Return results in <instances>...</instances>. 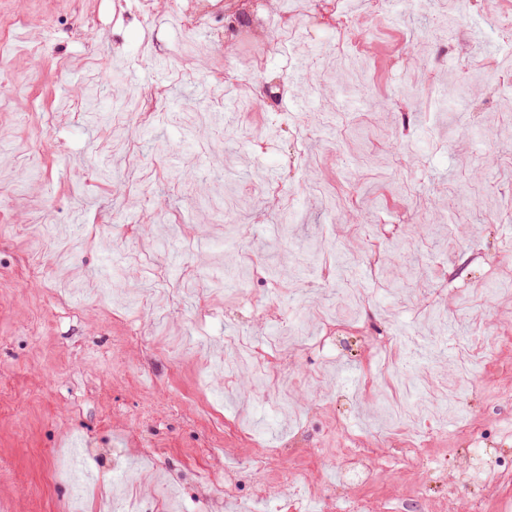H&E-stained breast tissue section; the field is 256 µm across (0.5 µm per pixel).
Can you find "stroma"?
Wrapping results in <instances>:
<instances>
[{
    "label": "stroma",
    "mask_w": 512,
    "mask_h": 512,
    "mask_svg": "<svg viewBox=\"0 0 512 512\" xmlns=\"http://www.w3.org/2000/svg\"><path fill=\"white\" fill-rule=\"evenodd\" d=\"M332 2L361 18L365 92L337 82L331 21L314 0L319 20L297 22L295 37L326 92L310 98L291 79L268 103L287 40H220L221 16L184 31L173 0L147 10L140 0H0V73L10 80L0 107V512H69L70 488L51 475L77 446L94 449L99 474L82 512L156 494L162 481L183 512H210L234 468L243 492L258 484L285 498L300 470L312 485L336 483L319 451L348 432L383 467L378 486L350 496L381 499L384 512H397L412 484L447 498L439 471L457 474L480 449L442 439L415 470L396 473L402 450L361 389L369 358L346 285L323 282L339 248H366L379 263L377 279L356 282L377 305L375 340L403 329L446 336L427 379L448 378L464 337L496 339L498 356L476 367L462 412L486 434L512 427L503 401L512 292H486L512 254V217L496 214L512 199V97L477 109L503 82L494 62L512 0H456L444 14L425 0L373 19L365 0ZM448 14L460 19L458 48L441 57L432 48ZM34 42L40 54H26ZM229 66L259 79L247 89L224 82ZM115 72L120 81L106 82ZM87 88L110 114L139 93L147 123H93L79 95ZM246 96L262 110L240 111ZM310 99L313 126L302 122ZM34 224L54 236L15 232ZM108 255L126 272L117 292L99 276ZM248 263L258 277L208 294L216 272ZM317 303L340 345L315 347ZM298 314L306 331L279 367L310 385L289 395L290 416L255 370L210 373L234 337L271 351L281 317ZM302 427L311 446L299 468L277 463L271 479L240 470L253 445L279 447ZM118 465L135 481L114 484Z\"/></svg>",
    "instance_id": "1"
}]
</instances>
